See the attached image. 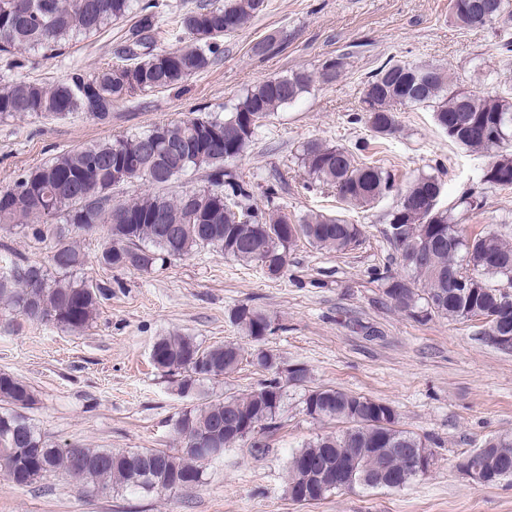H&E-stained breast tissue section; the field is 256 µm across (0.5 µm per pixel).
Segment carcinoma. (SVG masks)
Wrapping results in <instances>:
<instances>
[{
  "mask_svg": "<svg viewBox=\"0 0 512 512\" xmlns=\"http://www.w3.org/2000/svg\"><path fill=\"white\" fill-rule=\"evenodd\" d=\"M154 5L141 0H0V53L42 51L51 56L80 38L95 36L112 23L133 20L124 34L127 43L119 62L92 71L75 66L52 83L19 79L0 86V119L54 118L81 114L104 123L112 108L136 93L172 87L207 70L222 53L221 41L242 29L267 8V0H201L174 14L187 39L178 50L153 48L160 22ZM451 16L463 28L486 26L484 17L502 27L512 25V0H449ZM346 57L328 58L319 76L336 80ZM313 76L306 70L268 78L239 99L221 117H189L159 124L57 155L21 174L0 189V226L17 227L37 240H50L49 266L24 260L0 275V304L11 314L36 323H53L73 332L88 328L112 288L78 275L84 256L75 233L102 232L99 265L150 273L201 249L243 263H258L271 276L288 267V250L300 240L325 251L343 252L357 245L358 225L338 215L304 214L291 218L277 203L279 184L263 188L267 208L253 207L254 185L232 164L239 159L263 119L308 92ZM433 112L448 139L467 150L493 153L481 182L493 188L512 186V101L495 91L478 94L452 84L445 71L429 64H406L392 58L368 74L360 100L361 119L381 138L398 131L396 113L403 109ZM481 124L498 132L496 139L473 135L468 125ZM300 166L312 183L336 190L339 201L370 207L393 191L384 168L359 161L351 150L310 139L298 153ZM204 171V184L170 195L172 182ZM135 180L153 187L135 199L114 198V190ZM440 181L416 177L388 213L394 230L389 240L400 254L408 276L384 274V293L395 307L412 317L437 316L450 322L468 321L512 298V243L489 229L468 237L461 224L483 206L473 191L444 207L439 205ZM424 203L418 220L410 218L404 201ZM233 319L244 334L260 343L274 333L265 313L240 308ZM512 336V310L488 325L485 340ZM152 363L164 375L178 377V390L200 403L184 408L174 422L181 448L171 453L144 448L112 451L50 443L28 416L36 402L34 390L22 379L0 372V474L18 488H28L59 470L82 482L95 495L114 489L174 494L201 482L208 460L197 448L229 449L253 435L273 433L280 426L283 385L276 355L262 349L245 356L237 342L202 346L191 336H161L151 350ZM275 374L251 394L213 397L205 384L235 373L244 360ZM302 411L318 422H335L338 430L320 434L289 454L285 480L292 501H318L348 488H391L389 476L407 468L404 449L428 448L432 439L399 427L388 403L336 388L308 391ZM486 461L507 456L508 473L489 480H512V437L485 443ZM297 456H318L328 465L350 469L344 482H332L297 498L306 477L295 469Z\"/></svg>",
  "mask_w": 512,
  "mask_h": 512,
  "instance_id": "cac0c4a2",
  "label": "carcinoma"
}]
</instances>
